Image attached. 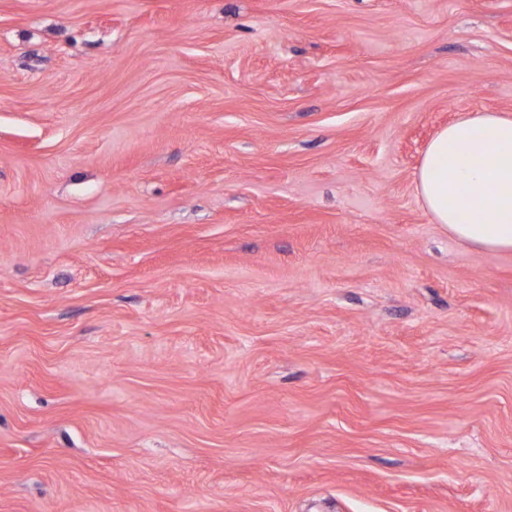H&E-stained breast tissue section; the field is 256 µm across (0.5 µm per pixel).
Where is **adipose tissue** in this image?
Returning <instances> with one entry per match:
<instances>
[{
  "label": "adipose tissue",
  "instance_id": "adipose-tissue-1",
  "mask_svg": "<svg viewBox=\"0 0 512 512\" xmlns=\"http://www.w3.org/2000/svg\"><path fill=\"white\" fill-rule=\"evenodd\" d=\"M415 189L449 235L512 251V118L469 112L440 129L423 153Z\"/></svg>",
  "mask_w": 512,
  "mask_h": 512
}]
</instances>
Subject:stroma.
<instances>
[{"mask_svg": "<svg viewBox=\"0 0 512 512\" xmlns=\"http://www.w3.org/2000/svg\"><path fill=\"white\" fill-rule=\"evenodd\" d=\"M467 112L512 0H0V512H512ZM415 189L449 235L477 248L512 251V118L467 112L440 129L423 153Z\"/></svg>", "mask_w": 512, "mask_h": 512, "instance_id": "stroma-1", "label": "stroma"}]
</instances>
